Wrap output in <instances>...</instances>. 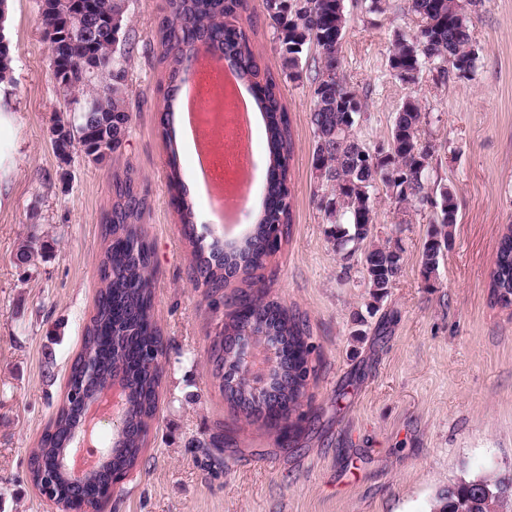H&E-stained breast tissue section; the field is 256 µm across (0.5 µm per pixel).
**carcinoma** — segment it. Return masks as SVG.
I'll return each instance as SVG.
<instances>
[{
	"label": "carcinoma",
	"mask_w": 512,
	"mask_h": 512,
	"mask_svg": "<svg viewBox=\"0 0 512 512\" xmlns=\"http://www.w3.org/2000/svg\"><path fill=\"white\" fill-rule=\"evenodd\" d=\"M107 0H43L40 24L45 32L59 35L58 62L54 77L65 95L78 92L96 100L97 111L80 112L74 118L57 115L53 129L59 148H79L89 161L100 164L123 143L131 113L126 100V32H98L95 44L83 45L68 28L66 16L75 8ZM419 19L411 35L401 34L389 49V65L404 82L415 81L422 60L430 57L446 63L459 78L472 73L477 52L469 31V18L456 0H408ZM265 15L274 29L288 78H301L304 52L314 48L318 55L314 107L310 122L314 129L313 169L319 185L327 191L318 196L331 228L329 236L338 253L351 254L365 242L364 266L375 301L383 299L402 271L403 248L396 244L373 243L375 211L370 188L382 181L398 205L426 204L431 197L428 171L432 149L419 137L424 120L419 102L407 100L395 116L388 147L366 148L351 136L362 104L355 90L340 75L338 48L345 27L344 0H262ZM168 14L157 30L163 47L161 64L174 82L185 71L197 46L205 44L224 54L257 87V102L266 119L270 167L263 213L253 234L242 245L223 251L213 245L206 256L193 237L192 208L179 206L185 236L192 245L191 271L195 282L206 289L211 304L224 301V284L242 275L253 284L255 272L265 269L274 253L268 243L272 225L279 240L291 234L293 197L290 189V161L293 141L287 110L270 71H261L252 41L242 21L252 23L250 0H167ZM111 210L105 216L100 286L95 308L85 328L83 347L72 364L69 380L83 383L84 360L90 359L103 380L121 373L126 377L128 399L124 420L130 435L112 451L107 468L133 469L140 458L149 422L157 410L159 372H151L146 357L163 347L160 329L152 313V286L157 273L154 255L143 244L139 224L147 206L136 181L128 174L117 176ZM439 232L424 245L422 264L427 275L436 271L442 248L449 247L447 228L456 223L454 195H441ZM271 285L257 292L242 290L234 301L246 300L249 308H235L210 348L213 375L225 399L249 421L270 425L291 422L300 407L298 399L307 393L309 365L315 350L307 318L270 298ZM490 299L503 308L512 306V225L499 239L489 282ZM249 336L258 346L285 345L279 365L273 370L265 396L256 398L244 384L224 373L227 355L235 339ZM81 422V408L75 398L64 399L50 420L40 442V452L29 460V477L42 479L43 466L54 459L71 432ZM512 500V475H479L448 486L437 497L433 512H490Z\"/></svg>",
	"instance_id": "1"
}]
</instances>
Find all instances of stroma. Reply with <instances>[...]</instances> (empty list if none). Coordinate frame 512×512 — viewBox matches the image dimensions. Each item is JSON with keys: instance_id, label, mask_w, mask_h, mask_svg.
I'll use <instances>...</instances> for the list:
<instances>
[{"instance_id": "35a3bbf8", "label": "stroma", "mask_w": 512, "mask_h": 512, "mask_svg": "<svg viewBox=\"0 0 512 512\" xmlns=\"http://www.w3.org/2000/svg\"><path fill=\"white\" fill-rule=\"evenodd\" d=\"M166 0H126L132 121L103 164L80 151L61 160L50 129L69 113L39 23L41 0H10L4 28L12 63L10 121L0 126V512H41L27 461L60 405L99 287L103 217L113 175L148 196L141 223L157 260L154 319L165 353L157 412L139 464L107 512H432L449 484L512 473V307L489 298V273L512 224V0H486L470 15L477 61L469 78L423 62L415 82L388 63L417 18L407 0H344L340 72L362 108L353 134L388 144L397 112L416 98L421 142L434 148L430 179L448 189L457 222L438 270L422 274L435 229L430 206L399 208L383 184L371 191L377 241L402 245V273L380 303L364 256L337 254L317 204L312 166L314 66L288 79L273 29L251 0V39L280 86L291 121V235L263 271L271 294L305 314L315 350L294 428L249 423L216 385L210 347L229 306L191 286V248L168 187L161 112L168 80L156 35ZM253 191L236 206L239 234L258 212L267 166L262 121L253 127ZM38 256L19 267L20 243Z\"/></svg>"}]
</instances>
